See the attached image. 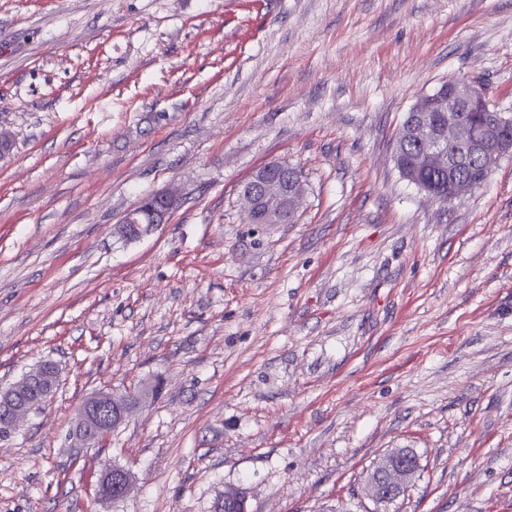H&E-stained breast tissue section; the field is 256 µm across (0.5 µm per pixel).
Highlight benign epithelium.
I'll list each match as a JSON object with an SVG mask.
<instances>
[{
  "mask_svg": "<svg viewBox=\"0 0 512 512\" xmlns=\"http://www.w3.org/2000/svg\"><path fill=\"white\" fill-rule=\"evenodd\" d=\"M417 120L412 128L415 150L406 163L405 171L421 175L436 171L448 175V182L435 189L421 185V190L440 202H451L464 193L482 185L493 168L504 156L512 153V134L507 128L512 122L500 116L489 118L482 137L471 140L461 122L463 112H488L490 108L483 93L476 86L457 79L446 80L444 91L438 95H423L415 104ZM467 156L482 164L483 176L477 180H465L457 176V167ZM247 219L256 224H286L290 222L301 204L303 189L293 188L279 179H264L260 188L241 192ZM180 198L174 191H167L158 199L153 222L129 224L120 221L115 234L128 240L133 238L130 229H138V235L163 224L178 207ZM36 379L42 387L39 404L43 405L53 395L58 380V369L48 363L37 366ZM120 397L110 391L99 390L86 397L75 412V430L80 442L89 445L112 432V427L122 423L117 418L101 414V409L118 404ZM25 416L11 409L9 401L0 397V436L15 430L18 421ZM419 464L401 459L391 452L379 459L368 472L365 482L369 495L381 503L400 497L415 478ZM133 486L131 473L115 467L105 468L98 482V494L109 501L120 502L127 498ZM224 500L233 502L238 512H249L248 491L243 486L224 490Z\"/></svg>",
  "mask_w": 512,
  "mask_h": 512,
  "instance_id": "1",
  "label": "benign epithelium"
}]
</instances>
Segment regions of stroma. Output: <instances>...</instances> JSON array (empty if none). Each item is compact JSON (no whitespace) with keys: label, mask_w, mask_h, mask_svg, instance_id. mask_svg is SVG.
I'll return each instance as SVG.
<instances>
[{"label":"stroma","mask_w":512,"mask_h":512,"mask_svg":"<svg viewBox=\"0 0 512 512\" xmlns=\"http://www.w3.org/2000/svg\"><path fill=\"white\" fill-rule=\"evenodd\" d=\"M450 78L512 118V0H0V388L57 391L0 438V512H506L512 155L441 203L396 133ZM297 167L290 224L240 191ZM177 188L151 234L113 228ZM161 383L102 444L74 413ZM411 448L396 501L364 490ZM135 476L96 495L103 466ZM36 367V379L42 387V392L38 399L39 404L43 406L54 393L55 385L58 380V369L48 363L40 364Z\"/></svg>","instance_id":"1"}]
</instances>
